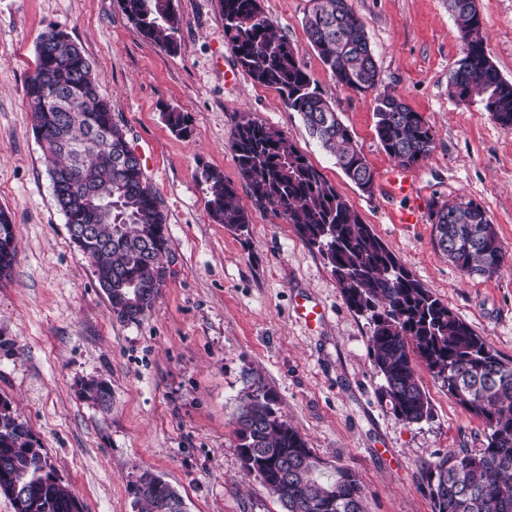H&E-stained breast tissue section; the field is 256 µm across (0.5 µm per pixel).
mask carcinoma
Here are the masks:
<instances>
[{
  "label": "carcinoma",
  "mask_w": 512,
  "mask_h": 512,
  "mask_svg": "<svg viewBox=\"0 0 512 512\" xmlns=\"http://www.w3.org/2000/svg\"><path fill=\"white\" fill-rule=\"evenodd\" d=\"M304 20L311 46L336 83L376 93L375 129L384 151L410 167L432 151L434 134L420 115L394 93L379 90L374 49L349 0H314ZM127 19L146 39L167 51L179 47L180 18L174 0H118ZM224 38L237 65L252 80L276 89L288 111L297 113L309 135L329 153L355 185L374 171L349 129L298 63L292 43L265 15L261 0H220ZM462 41L460 65L448 77V96L477 102L505 131H512V82L502 78L486 47L477 0H448ZM56 205L71 224L87 231L80 246L99 286L112 285L108 301L123 322L129 293L156 287L170 237L159 193L141 158L101 93L96 71L78 44L59 45L55 29L37 45L35 73L25 84ZM170 128L188 134V117L166 113ZM233 150L239 174L259 206H273L298 236L318 249L336 278L346 305L367 316L369 354L383 379L381 395L406 424L430 418L431 404L417 365L425 366L458 404L488 429L485 447L450 450L426 467L433 512H512V361L503 359L431 289L406 270L395 253L362 221L280 129L256 119L237 125ZM78 170L101 204L87 211L62 174ZM210 218L241 231L250 223L224 172L204 165ZM435 248L466 276L498 274L504 253L486 210L473 200L434 202L429 208ZM16 231L0 211V280L16 261ZM82 393L99 408L112 404V388L91 377ZM234 434L247 475L261 479L282 512H364L362 489L350 469L331 477L318 471L305 437L276 408V400L253 383L240 397ZM18 490L21 500L11 497ZM0 494L14 512H80L70 490L55 475L44 448L10 402L0 406ZM177 491L164 482L134 495L138 512H177Z\"/></svg>",
  "instance_id": "obj_1"
}]
</instances>
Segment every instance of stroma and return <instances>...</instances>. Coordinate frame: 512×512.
Masks as SVG:
<instances>
[{
    "mask_svg": "<svg viewBox=\"0 0 512 512\" xmlns=\"http://www.w3.org/2000/svg\"><path fill=\"white\" fill-rule=\"evenodd\" d=\"M375 51L383 87L419 112L433 150L405 173L413 196L392 194L396 162L375 130V95L333 80L308 43L313 0H262L295 46L300 66L350 130L375 174L362 193L288 111L276 89L240 72L224 38L219 0H175L181 44L145 39L117 0H0V210L10 214L17 259L0 282V398L42 445L82 512H133L139 469L160 474L188 512H279L247 476L234 435L239 398L252 382L322 459L350 468L365 512H432L425 465L449 450L484 447V422L462 408L426 367L418 376L430 419L405 424L382 397L366 317L345 304L317 249L274 209L254 207L231 148L250 116L284 131L386 242L405 268L507 360H512V131L479 105L448 95L461 41L448 0H350ZM486 51L512 81V0H478ZM65 31L99 74L102 93L163 200L171 240L167 277L138 323L117 319L56 205L25 102L36 45ZM189 118L172 132L168 110ZM222 170L248 210L246 231L214 223L200 165ZM474 200L505 254L490 279L465 277L433 245L430 221L398 224L407 208ZM323 312L309 324L296 307ZM91 377L112 388L104 411L82 394Z\"/></svg>",
    "mask_w": 512,
    "mask_h": 512,
    "instance_id": "stroma-1",
    "label": "stroma"
}]
</instances>
